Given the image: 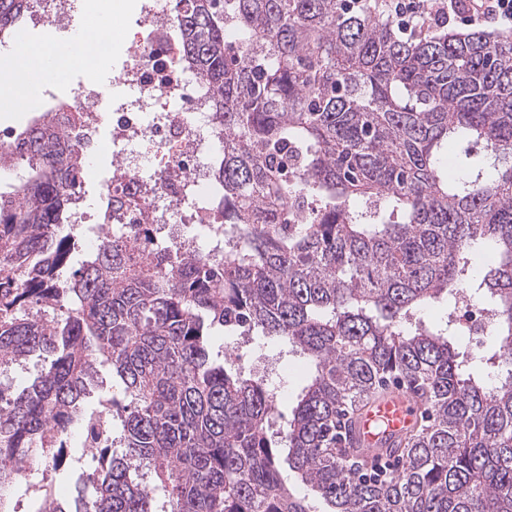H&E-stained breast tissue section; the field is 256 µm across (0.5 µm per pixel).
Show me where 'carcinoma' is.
<instances>
[{"mask_svg": "<svg viewBox=\"0 0 512 512\" xmlns=\"http://www.w3.org/2000/svg\"><path fill=\"white\" fill-rule=\"evenodd\" d=\"M28 7L0 0V34ZM174 8L224 131V257L134 224L74 265L62 225L82 200V145L46 112L0 148V168L31 169L0 193V370L48 357L24 387L0 386V512L35 471L88 455L76 495L41 485L38 512H512V34L403 33L346 0ZM478 246L494 261L475 273ZM466 288L489 298L507 373L493 382L449 328L407 327ZM241 329L312 364L275 436L267 380L213 351ZM105 366L112 385L92 399ZM390 379L425 408L380 482L344 465L336 422Z\"/></svg>", "mask_w": 512, "mask_h": 512, "instance_id": "1", "label": "carcinoma"}]
</instances>
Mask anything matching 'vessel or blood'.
<instances>
[{
  "label": "vessel or blood",
  "mask_w": 512,
  "mask_h": 512,
  "mask_svg": "<svg viewBox=\"0 0 512 512\" xmlns=\"http://www.w3.org/2000/svg\"><path fill=\"white\" fill-rule=\"evenodd\" d=\"M423 408V397L410 391L374 397L355 414L347 442L364 457L377 456L415 425Z\"/></svg>",
  "instance_id": "obj_1"
}]
</instances>
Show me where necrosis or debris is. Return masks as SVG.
I'll use <instances>...</instances> for the list:
<instances>
[{
  "mask_svg": "<svg viewBox=\"0 0 512 512\" xmlns=\"http://www.w3.org/2000/svg\"><path fill=\"white\" fill-rule=\"evenodd\" d=\"M75 13V0H31L23 25L12 37H63L72 32ZM139 15L138 30L124 43L123 62L113 69L110 85L89 73L112 58V10L101 16L103 34L78 63L84 77L63 90L53 79L32 82L23 71L13 80L30 90L28 112L71 116L69 131L85 146L81 182L98 184L101 203L93 211L72 213L70 229L88 251L98 248L95 225L121 231L129 224H160L166 242L206 258L223 230L213 206L209 170L224 149V135L209 109L208 86L181 60L170 0H139ZM105 124L110 127L106 137L101 134ZM104 155L112 159V177L100 183L96 163Z\"/></svg>",
  "mask_w": 512,
  "mask_h": 512,
  "instance_id": "4bbe7bcc",
  "label": "necrosis or debris"
}]
</instances>
